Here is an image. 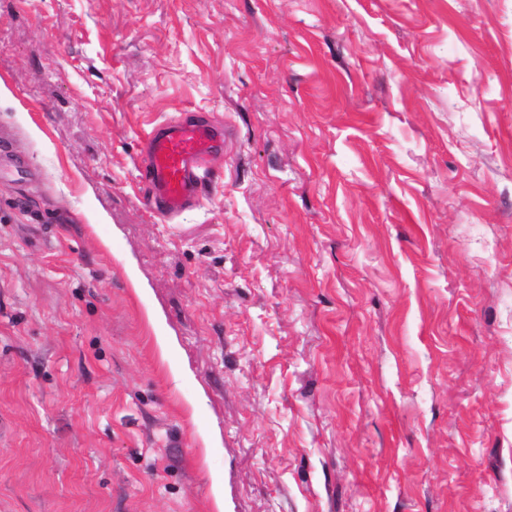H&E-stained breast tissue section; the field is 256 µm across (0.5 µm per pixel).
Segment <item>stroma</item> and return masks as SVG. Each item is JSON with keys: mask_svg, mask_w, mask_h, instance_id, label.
Returning <instances> with one entry per match:
<instances>
[{"mask_svg": "<svg viewBox=\"0 0 512 512\" xmlns=\"http://www.w3.org/2000/svg\"><path fill=\"white\" fill-rule=\"evenodd\" d=\"M184 113L228 138L168 222L138 161ZM217 477L512 512V0H0V512Z\"/></svg>", "mask_w": 512, "mask_h": 512, "instance_id": "stroma-1", "label": "stroma"}]
</instances>
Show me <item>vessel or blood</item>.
I'll return each instance as SVG.
<instances>
[{
	"label": "vessel or blood",
	"mask_w": 512,
	"mask_h": 512,
	"mask_svg": "<svg viewBox=\"0 0 512 512\" xmlns=\"http://www.w3.org/2000/svg\"><path fill=\"white\" fill-rule=\"evenodd\" d=\"M223 149V131L204 120L184 115L154 128L145 138L138 166L148 187L147 206L170 221L194 205L211 157Z\"/></svg>",
	"instance_id": "obj_1"
}]
</instances>
